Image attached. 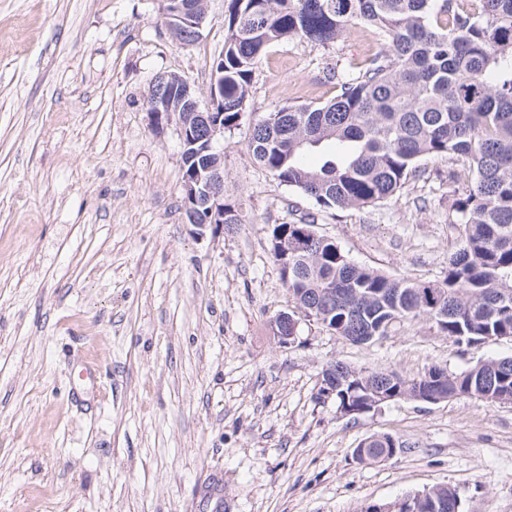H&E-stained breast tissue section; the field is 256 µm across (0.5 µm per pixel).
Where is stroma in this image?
<instances>
[{"mask_svg":"<svg viewBox=\"0 0 512 512\" xmlns=\"http://www.w3.org/2000/svg\"><path fill=\"white\" fill-rule=\"evenodd\" d=\"M229 0H207L192 43L161 0H0V512H361L435 486L461 512H512V403L411 399L346 415L320 397L341 361L404 379L512 356L459 344L429 319L354 344L299 316L273 256L275 225L314 230L354 263L440 281L472 173L449 156L378 205L323 210L248 148L253 124L340 93L336 75L383 52L371 29L324 48L293 40L259 61L247 110L218 141L241 223L189 224L175 127L143 99L175 72L207 107ZM404 442L360 463L372 435ZM298 322L294 316L288 312L277 314L273 320V327L280 343L288 346L295 339Z\"/></svg>","mask_w":512,"mask_h":512,"instance_id":"stroma-1","label":"stroma"}]
</instances>
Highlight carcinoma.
<instances>
[{"label": "carcinoma", "instance_id": "obj_1", "mask_svg": "<svg viewBox=\"0 0 512 512\" xmlns=\"http://www.w3.org/2000/svg\"><path fill=\"white\" fill-rule=\"evenodd\" d=\"M230 0L224 18V129L239 125L257 61L269 48L299 38L323 47L350 24H364L389 44L387 53L340 75L341 93L326 104L288 105L256 122L248 147L281 183L322 209L364 208L393 197L417 162L451 155L474 172L455 202L459 248L442 282L397 279L351 262L332 241L288 253V290L306 308L324 306L336 289L328 327L338 336H383L394 318H425L432 290L438 330L458 343L512 336V0ZM319 153L317 169L303 157ZM429 376L382 381L388 397L430 392L512 403V356L481 362L448 381ZM364 391L336 388V403L358 405ZM363 462L391 448L372 436ZM443 512H460L456 489L444 486Z\"/></svg>", "mask_w": 512, "mask_h": 512}]
</instances>
